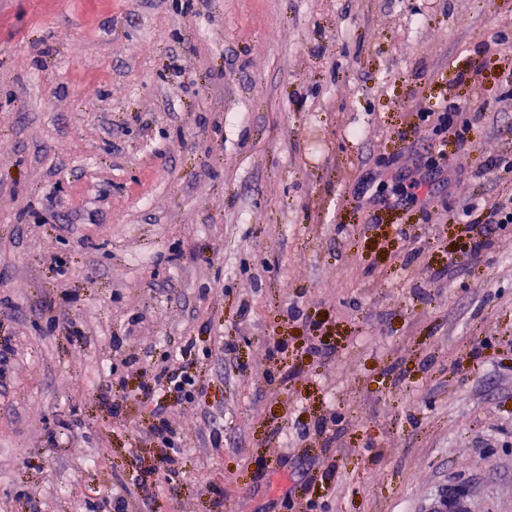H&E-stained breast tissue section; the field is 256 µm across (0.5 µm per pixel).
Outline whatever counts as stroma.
Masks as SVG:
<instances>
[{
	"label": "stroma",
	"mask_w": 512,
	"mask_h": 512,
	"mask_svg": "<svg viewBox=\"0 0 512 512\" xmlns=\"http://www.w3.org/2000/svg\"><path fill=\"white\" fill-rule=\"evenodd\" d=\"M504 68L512 0H0V512H512ZM461 112V105L456 101H451L442 112H422L419 115L420 128H423L425 133H429V127H432L431 130L435 135L448 133V128H455L457 140L464 144L472 138L473 127L468 122H462L461 125L455 123ZM195 377L187 372L180 375L169 373L167 368L156 371L151 378L142 382L139 387L138 398H154L160 391L176 392L185 399H191L196 391ZM472 499L459 489L448 486V490L434 499L425 512H474Z\"/></svg>",
	"instance_id": "stroma-1"
}]
</instances>
